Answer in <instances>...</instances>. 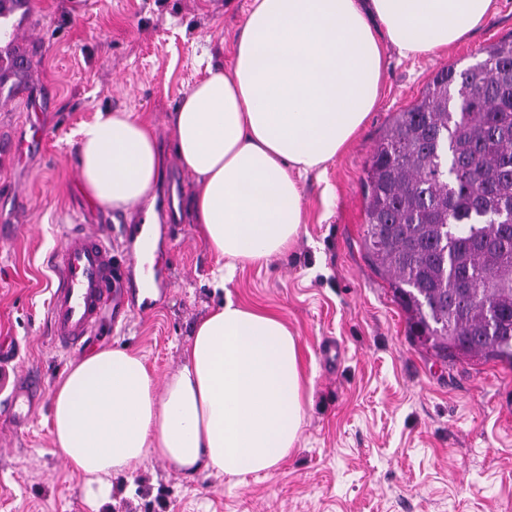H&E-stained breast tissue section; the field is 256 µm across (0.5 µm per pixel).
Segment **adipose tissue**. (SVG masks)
I'll list each match as a JSON object with an SVG mask.
<instances>
[{"instance_id": "obj_1", "label": "adipose tissue", "mask_w": 512, "mask_h": 512, "mask_svg": "<svg viewBox=\"0 0 512 512\" xmlns=\"http://www.w3.org/2000/svg\"><path fill=\"white\" fill-rule=\"evenodd\" d=\"M497 0H252L228 69L185 91L172 117L176 153L194 176L188 211L225 265L284 255L304 222L299 181L336 157L376 107L383 52L444 51L484 24ZM77 164L102 206H145L164 157L136 113H99L79 132ZM304 372L283 319L224 301L194 328L186 360L164 385L141 356L93 350L56 383L51 434L89 498L106 476L134 474L148 456L193 475L267 473L295 448Z\"/></svg>"}]
</instances>
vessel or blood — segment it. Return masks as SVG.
Instances as JSON below:
<instances>
[{
    "mask_svg": "<svg viewBox=\"0 0 512 512\" xmlns=\"http://www.w3.org/2000/svg\"><path fill=\"white\" fill-rule=\"evenodd\" d=\"M20 35L12 0H0V39L11 44ZM50 261L55 280L48 317L55 340L71 350L97 330L112 295V282L120 269L112 253L111 240L82 224L64 233ZM38 389V383L29 377L18 379L10 399V418L14 423L30 420Z\"/></svg>",
    "mask_w": 512,
    "mask_h": 512,
    "instance_id": "1",
    "label": "vessel or blood"
}]
</instances>
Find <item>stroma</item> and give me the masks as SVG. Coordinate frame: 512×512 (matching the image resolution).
I'll return each instance as SVG.
<instances>
[{"instance_id": "35a3bbf8", "label": "stroma", "mask_w": 512, "mask_h": 512, "mask_svg": "<svg viewBox=\"0 0 512 512\" xmlns=\"http://www.w3.org/2000/svg\"><path fill=\"white\" fill-rule=\"evenodd\" d=\"M251 0H30L23 67H0V85L28 97L0 102V142L19 128L34 143L18 160L0 157V512H512V369L430 356L366 259L363 179L372 149L441 68L466 67L481 49L512 38V0H497L485 24L449 51L384 52L377 106L353 141L302 184L304 222L288 255L243 265L226 288L219 264L189 216L175 231L157 225V262L167 288L157 306L132 292L126 270L120 324L104 317L84 352L126 349L157 379L184 362L195 323L225 293L279 314L297 338L307 382L303 430L276 470L228 478L187 477L148 457L136 476L110 477L89 501L85 479L56 452L51 393L76 355L57 344L47 317L48 259L67 224L112 225V245L135 251L141 209L122 213L83 190L80 127L98 111L125 109L152 126L170 159L157 186L190 197L194 180L174 157L171 117L208 68L228 67ZM39 382L32 419L9 421L5 400L21 375Z\"/></svg>"}]
</instances>
